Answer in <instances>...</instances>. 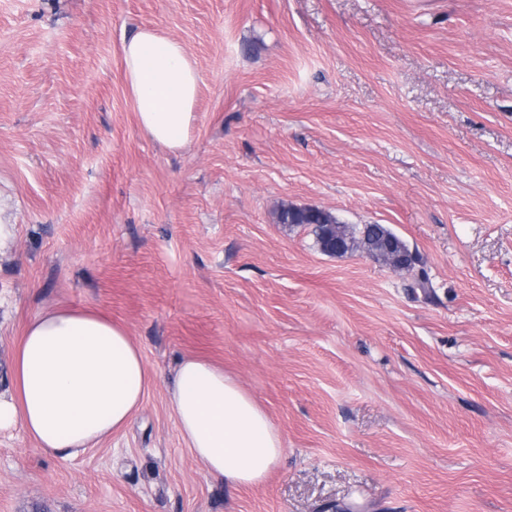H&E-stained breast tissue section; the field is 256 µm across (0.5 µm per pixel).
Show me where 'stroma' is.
I'll return each mask as SVG.
<instances>
[{"label": "stroma", "mask_w": 512, "mask_h": 512, "mask_svg": "<svg viewBox=\"0 0 512 512\" xmlns=\"http://www.w3.org/2000/svg\"><path fill=\"white\" fill-rule=\"evenodd\" d=\"M142 25L200 77L179 152L122 80ZM0 196V361L67 303L154 377L78 457L1 431L0 512H512V0H0ZM286 206L386 225L428 294ZM192 354L279 430L263 485L228 496L180 438ZM323 221L322 224H313L319 233L321 250L331 255H342L352 251L350 242L336 229V225L343 226L342 230L345 233H355L353 228L347 224H339L337 219L329 212H326Z\"/></svg>", "instance_id": "1"}]
</instances>
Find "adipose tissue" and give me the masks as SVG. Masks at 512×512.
I'll list each match as a JSON object with an SVG mask.
<instances>
[{"mask_svg": "<svg viewBox=\"0 0 512 512\" xmlns=\"http://www.w3.org/2000/svg\"><path fill=\"white\" fill-rule=\"evenodd\" d=\"M121 55L138 128L167 150L187 148L199 77L186 48L144 26L123 41ZM151 382L140 346L106 312L44 308L28 319L12 351L0 430L21 429L37 448L71 459L123 431ZM169 403L187 448L230 491L263 485L284 456L264 407L208 359L178 361Z\"/></svg>", "mask_w": 512, "mask_h": 512, "instance_id": "1", "label": "adipose tissue"}]
</instances>
